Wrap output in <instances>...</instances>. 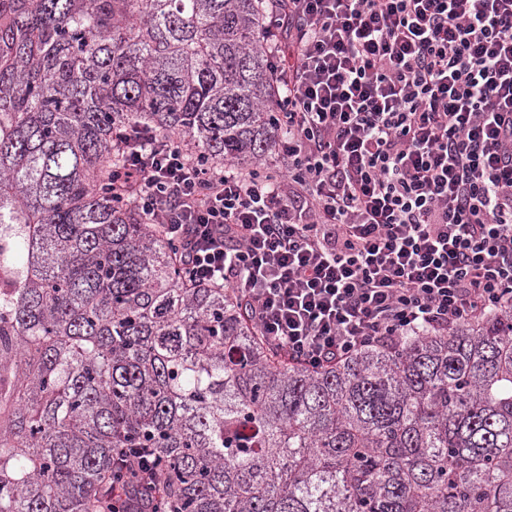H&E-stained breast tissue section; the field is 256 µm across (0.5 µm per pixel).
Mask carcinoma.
Returning <instances> with one entry per match:
<instances>
[{
    "mask_svg": "<svg viewBox=\"0 0 512 512\" xmlns=\"http://www.w3.org/2000/svg\"><path fill=\"white\" fill-rule=\"evenodd\" d=\"M262 0H0V512H512V306L288 362L112 191L113 135L275 146ZM123 448L161 462L154 480Z\"/></svg>",
    "mask_w": 512,
    "mask_h": 512,
    "instance_id": "obj_1",
    "label": "carcinoma"
}]
</instances>
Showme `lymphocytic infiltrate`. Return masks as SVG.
Returning a JSON list of instances; mask_svg holds the SVG:
<instances>
[{
    "instance_id": "lymphocytic-infiltrate-1",
    "label": "lymphocytic infiltrate",
    "mask_w": 512,
    "mask_h": 512,
    "mask_svg": "<svg viewBox=\"0 0 512 512\" xmlns=\"http://www.w3.org/2000/svg\"><path fill=\"white\" fill-rule=\"evenodd\" d=\"M251 170L130 124L116 183L189 279L313 369L512 305V0H266Z\"/></svg>"
}]
</instances>
